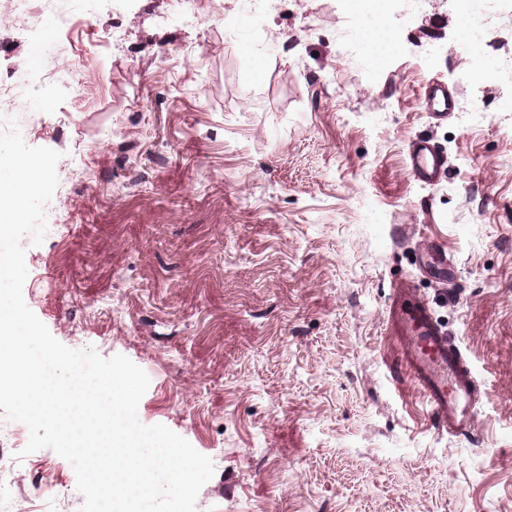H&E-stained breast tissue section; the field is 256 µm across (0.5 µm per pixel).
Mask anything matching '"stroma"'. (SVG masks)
Instances as JSON below:
<instances>
[{"mask_svg": "<svg viewBox=\"0 0 512 512\" xmlns=\"http://www.w3.org/2000/svg\"><path fill=\"white\" fill-rule=\"evenodd\" d=\"M490 4L474 42L451 0H407L375 72L342 0H105L57 34L75 92L0 113L60 154L25 303L144 370L139 421L214 463L196 512H512V85L467 78L512 58V0ZM37 37L0 0V82ZM420 137L448 156L433 186ZM398 283L481 383L473 438L406 375ZM28 439L0 416V512H80L71 463ZM420 101L422 106L434 115L454 112L457 105L456 96L438 81L429 83L423 88ZM408 158L414 177L430 186L439 183L448 171L447 155L430 139L413 141L409 146Z\"/></svg>", "mask_w": 512, "mask_h": 512, "instance_id": "stroma-1", "label": "stroma"}]
</instances>
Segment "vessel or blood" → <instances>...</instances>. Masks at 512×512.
<instances>
[{
  "instance_id": "obj_1",
  "label": "vessel or blood",
  "mask_w": 512,
  "mask_h": 512,
  "mask_svg": "<svg viewBox=\"0 0 512 512\" xmlns=\"http://www.w3.org/2000/svg\"><path fill=\"white\" fill-rule=\"evenodd\" d=\"M420 101L435 115L455 111L457 105L455 95L437 81L423 88ZM408 158L414 177L430 186L448 171L447 155L429 139L413 141ZM392 326L394 336L405 345L409 377L421 391L435 426L452 436L468 434L475 417V376L451 336L420 304L396 314Z\"/></svg>"
}]
</instances>
